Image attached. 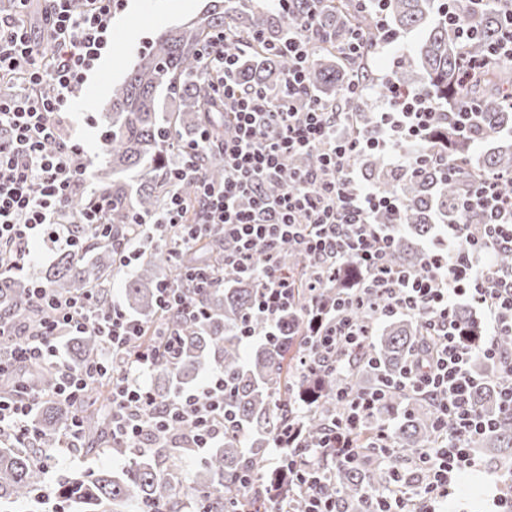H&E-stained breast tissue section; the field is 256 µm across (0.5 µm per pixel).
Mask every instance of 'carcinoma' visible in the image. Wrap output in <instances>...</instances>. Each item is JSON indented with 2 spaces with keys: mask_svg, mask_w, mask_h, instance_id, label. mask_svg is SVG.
<instances>
[{
  "mask_svg": "<svg viewBox=\"0 0 512 512\" xmlns=\"http://www.w3.org/2000/svg\"><path fill=\"white\" fill-rule=\"evenodd\" d=\"M309 7L310 0H299L298 8L286 20L270 2L217 0L206 15L178 29L164 31L149 42L124 81L112 86L111 109L100 113L102 126L111 139L102 145L99 153L88 157L92 190L78 189L69 201L70 209L79 212L88 207L93 194H110L112 211L107 222L112 231L89 241L87 257L63 252L47 287L61 295L83 294L95 288L99 295L98 313L107 311L111 302L103 286L123 269L116 260V251L128 239V224L137 216L149 217L165 207L168 167L190 140L204 129L214 137L224 136V106L213 96L202 73V46L214 32L230 25L227 48L238 58L234 70L237 81L245 87L275 91L288 71V59L262 49L259 41L271 43L280 39L285 29L300 21ZM382 8L392 32L425 31L416 52L402 56L399 62L401 73L396 83L400 89L439 98L445 103L441 111L447 113L452 111L450 105L457 93L465 89L472 99L484 102L471 138L494 143L483 161L475 165L471 161L469 140L463 138L449 146L442 137L444 126H439L431 146L459 171L455 180L443 177L431 167L417 178L393 172L376 152L357 159L374 187L382 193L397 195L404 207L406 227L393 230L391 262L417 268L423 251L416 248L414 237L437 236L440 229L431 223L434 213L465 228L478 223L474 214L456 207L464 182L474 173L512 171V139L506 126L512 122V109L496 101L512 89V64L491 65L466 85L460 84L461 61L457 40L448 26V12L468 14L467 22L478 30L468 51L481 54L498 38L505 23V15L499 10H478L468 0H383ZM323 23L332 39L310 42L309 81L315 93L329 101L334 92L347 91L353 75L368 73L367 62L374 50L369 48L359 57H349L344 47L352 28H376L377 12L360 11L353 0H344L323 16ZM163 96L176 103L174 110H161ZM372 124L373 115L357 112L347 131L362 133ZM199 164L210 181L224 180V167L210 155H199ZM216 248L227 251L230 243L219 239L201 242L190 249V256L202 265L212 258H220L214 252ZM181 249L182 229L167 228L161 245L150 246L139 268L126 278L124 302L137 313L144 327V335L126 353L154 347L161 333L174 331L182 338L177 363L173 365L162 359L152 366L148 390L157 399L173 396L209 370L224 372V380L232 388L231 394L224 398V405L236 417L242 431L224 436L221 447L211 449L201 458L193 485L188 487L198 509L232 510L236 508L233 499L239 496L259 502L265 512L299 509L300 498L295 494L273 500L266 493L268 486L281 493L288 489L281 473L265 468L267 450L284 427L298 421L303 423L305 445L316 443L324 425L344 409L343 402L336 398L341 388L390 385L382 412L363 428L361 445L369 444L372 429L389 416L394 417L391 434L396 448L414 451L436 444L433 403L393 387L409 360L426 348L424 316L380 318L368 305L352 307L358 320L373 329L372 335L364 339L359 358L344 373H322L308 381L301 373V360L307 347L302 311L312 298L305 278V257L286 243L280 245V269L298 282L294 306L284 313L280 325L287 339L277 345L262 343L246 358L240 336L242 317L251 307L260 281L231 268L224 269V284L205 288L200 293L204 316L186 322L180 314L166 312L156 302V286L168 277L170 252ZM354 279L352 271L326 278L320 294L326 300L334 299ZM170 282L178 288L186 287L181 272L170 278ZM27 288L29 285L21 280L1 281L0 314L28 308ZM455 320L473 348L484 343L486 329L469 307L459 306ZM67 342L73 360L79 364L104 360L105 343L92 333L69 336ZM471 367L478 381L473 405L496 419L493 429L477 437L472 447L488 449L491 463L512 468V417L499 414L498 388L494 387L499 369L479 353L474 354ZM54 383L53 371L38 369L28 375L27 389L38 395L51 390ZM72 417L69 407L53 401L40 406L32 422L42 442L54 445L69 433ZM84 417L79 441L74 446L77 451L84 450V445L96 437H109L112 417L109 397H104L92 410L84 409ZM151 442L153 447L145 452L125 447L112 449V453L126 458V466L120 470H91L70 479L62 488L63 503L78 512H99L106 506L111 507V512H140L144 508L181 512V487L174 459L194 452L195 448L181 425L154 431ZM42 456L38 448H17L12 442L0 444V504L32 498V493L44 482L47 463L41 462ZM245 470L258 474L261 484L247 489L240 487L237 477ZM387 480V468L367 459L338 468L328 467L326 488L342 512H359L365 490L380 489Z\"/></svg>",
  "mask_w": 512,
  "mask_h": 512,
  "instance_id": "1",
  "label": "carcinoma"
}]
</instances>
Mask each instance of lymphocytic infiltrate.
<instances>
[{"mask_svg":"<svg viewBox=\"0 0 512 512\" xmlns=\"http://www.w3.org/2000/svg\"><path fill=\"white\" fill-rule=\"evenodd\" d=\"M16 2L17 13L0 16V80L18 84L14 95L0 96V269L8 272H22L37 263L35 239L48 240L59 250L79 251L85 233L99 236L108 230L109 195H97L79 214L68 208L71 195L87 181L88 165L68 123L67 109L105 55L112 17L122 6V0H45L42 31L36 38L30 23L32 0ZM325 3L313 0L303 20L289 27L281 41L269 44L271 53L289 62L278 95L257 87L243 89L230 78L234 57L225 47L226 32H218L203 47L201 69L213 79V91L222 98L229 121L220 142L200 133L187 147L191 160L174 161L168 173L167 203L151 226L159 230L182 224L186 207L179 185L199 181L200 214L189 231L190 239L209 236L217 228L233 242L221 267L204 275L203 283L221 282L227 266L261 282L241 331L250 341L279 340L281 315L294 301L293 284L278 266L280 243H292L304 254L312 281H321L330 271L355 270V287L332 306L315 301L305 311L309 350L301 364L306 374L350 367L353 353L368 333L351 315L352 306L374 305L383 318L426 316L425 333L433 344L427 364L410 365L400 385L434 401L435 426L445 443L414 452L418 486L392 474L384 490L365 492L362 508V512H421L425 505L447 499L457 475L475 467L468 442L492 425L491 418L477 413L470 401L474 386L466 371L470 351L454 319L459 302H469L491 316L492 339L482 354L502 370L500 411L512 416V353L501 351L494 341L501 332H512V273L498 271L495 264L498 254L512 253V200L499 193L497 176L472 180L460 196V208L483 212L479 233L452 228L448 238L426 254L421 268L390 264L392 226L403 221L402 203L397 196L361 184L355 160L379 152L390 166L415 176L428 167L446 166V159L428 147L437 106L395 88L387 111L376 118L373 133H344L350 113L323 103L308 82L307 45L326 36L321 27ZM210 150L224 164V180L217 186L202 182L193 161ZM301 152L316 153V163L292 173L290 185L278 194H267L265 184L279 178L290 157ZM382 210L392 214L393 224L376 223ZM260 244L265 247L261 254L256 251ZM30 295L40 318L35 326L22 327L10 362L0 361V377L12 363L50 366L57 378L55 398L75 408L89 385L109 377L112 437L134 442L139 449L150 447L153 430L174 424L188 426L199 449L214 447L233 427L224 410L223 373H211L201 391L184 390L168 400H157L147 389L144 377L157 358L177 359L174 335H167L162 352L143 350L127 356L124 348L142 335L143 328L120 305L100 317L97 293L59 298L37 280L31 283ZM89 331L106 338L116 350L109 364L77 366L65 360L60 340ZM339 398L346 411L330 420L314 446L303 447L300 428L289 427L271 450L274 469L287 476L289 488L299 490L302 512H338L335 498L325 491L326 471L319 460L324 457L335 465L357 462L358 432L382 407L385 393L344 391ZM38 403L20 386L13 397H0V436L34 447L32 416Z\"/></svg>","mask_w":512,"mask_h":512,"instance_id":"1","label":"lymphocytic infiltrate"}]
</instances>
